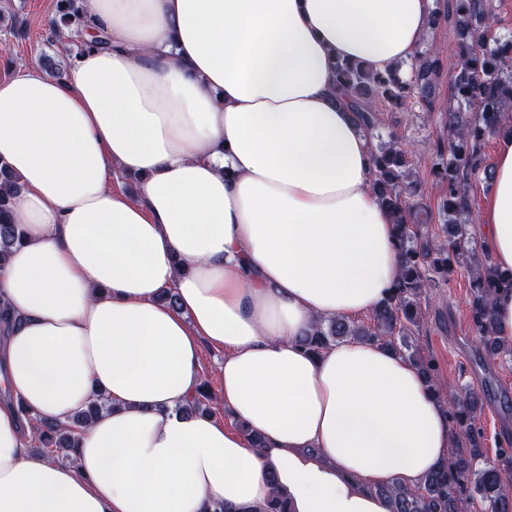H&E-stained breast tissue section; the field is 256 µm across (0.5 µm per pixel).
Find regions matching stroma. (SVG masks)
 <instances>
[{
	"instance_id": "stroma-1",
	"label": "stroma",
	"mask_w": 512,
	"mask_h": 512,
	"mask_svg": "<svg viewBox=\"0 0 512 512\" xmlns=\"http://www.w3.org/2000/svg\"><path fill=\"white\" fill-rule=\"evenodd\" d=\"M452 0H435L440 16L424 41L436 48L442 71L431 104L412 97L403 105L379 103L378 131L394 134L413 150L412 163L418 180L414 201L432 210L425 233H441L442 219L434 209L442 193L434 176L440 148L448 143L445 113L448 106L449 75L457 63L456 30L448 14ZM56 16V0H0V79L9 77L15 62L39 64L53 53L50 25ZM470 273L455 268L448 279L438 280L435 288L421 299L422 321L412 328L406 341L431 359L444 390L473 388L483 399L478 424L483 431V460L500 463L499 449L512 446V358L487 355L469 320Z\"/></svg>"
}]
</instances>
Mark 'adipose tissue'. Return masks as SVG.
I'll return each mask as SVG.
<instances>
[{"label": "adipose tissue", "mask_w": 512, "mask_h": 512, "mask_svg": "<svg viewBox=\"0 0 512 512\" xmlns=\"http://www.w3.org/2000/svg\"><path fill=\"white\" fill-rule=\"evenodd\" d=\"M434 0H85L110 46L0 80V160L25 239L0 269V512H391L452 440L415 366L325 319L395 292L398 229L335 64L412 62ZM141 178L137 195L121 187ZM479 226L512 270V136ZM177 295V308L158 298ZM224 418L189 413L204 346ZM69 462L23 413L70 423ZM224 360L223 350L204 347L202 352V368L204 380L208 382L211 393L214 395L221 385L219 367ZM107 407L108 399L103 395H99L98 399H96L86 411L73 418V424L69 426H64L45 419L36 421L37 425L34 426L33 430L39 444L31 441L29 444V452L39 458H54L52 460L57 462H64L66 458H71L74 448L77 447L78 431L76 429L88 424L95 415ZM54 435L58 438V442L57 440L54 441ZM38 446L47 449V452H50L48 448L58 449L66 458H62V455L37 456L34 454V451Z\"/></svg>", "instance_id": "ef3b65f1"}]
</instances>
